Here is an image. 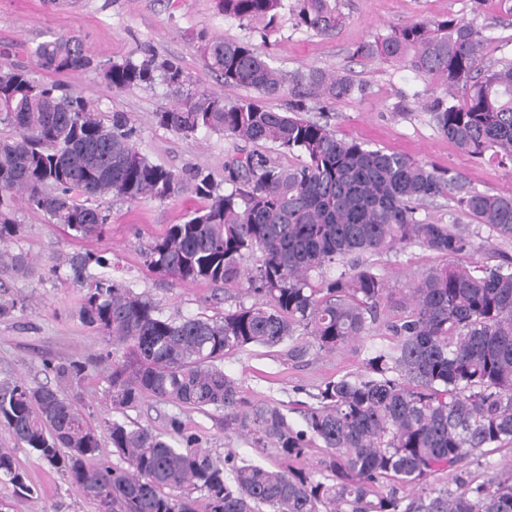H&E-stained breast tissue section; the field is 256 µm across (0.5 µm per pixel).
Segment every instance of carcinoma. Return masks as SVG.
<instances>
[{
  "mask_svg": "<svg viewBox=\"0 0 512 512\" xmlns=\"http://www.w3.org/2000/svg\"><path fill=\"white\" fill-rule=\"evenodd\" d=\"M218 12L262 38L278 33L284 11L295 31L330 35L345 22L338 0H217ZM484 28L463 17H418L359 43L352 56L396 62L440 82L426 110L437 130L461 151L512 170V60L480 68ZM199 51L227 91L248 88L233 102L186 88L175 59L130 57L95 63L81 39L60 35L27 50L47 71L100 68L114 91L167 85L175 104L156 123L186 139L205 131L273 151L300 153L285 168L263 152L224 163L221 189L213 175L189 177L151 163L136 147V128L122 112L105 121L90 101L27 66L0 71V268L28 270L23 253L6 250L23 225L20 197L69 236L102 233L109 215L94 201L112 196L133 204L164 201L189 183L204 201L142 250L147 266L177 284H236L254 298L220 319L160 315L133 285L89 273L109 259L77 253L65 260L88 283L78 310L86 326L125 346L112 353V405L124 410L145 397L205 412L224 410V429L250 437L291 462L285 469L251 460L230 462L199 448L170 420L168 433L114 420L109 435L122 464L100 462V439L83 410L57 388L0 380V426L23 448L60 472L99 512H512V469L479 484L434 486L469 460L512 445V257L473 260L469 235L455 225L417 217L439 197L489 230L512 237V195L465 188L447 169L408 154L370 149L340 138L328 124L302 116L310 104L364 91L347 72L269 65L249 38L202 40ZM288 97L276 110L270 99ZM452 262L422 273L395 295L361 256H398L408 248ZM252 256L256 266L245 268ZM347 264L336 278L324 270ZM321 286L313 287L314 278ZM402 310L387 324L388 346L370 345L363 370L324 384L316 403L296 408L304 428L270 401H247L224 373V355L247 346L291 343L301 360L310 349L358 348L384 302ZM308 337L300 341L296 333ZM66 379L82 366L45 365ZM323 449L318 468L297 465L309 448ZM390 484L386 491L384 484ZM0 484L19 496L34 487L0 448Z\"/></svg>",
  "mask_w": 512,
  "mask_h": 512,
  "instance_id": "cac0c4a2",
  "label": "carcinoma"
}]
</instances>
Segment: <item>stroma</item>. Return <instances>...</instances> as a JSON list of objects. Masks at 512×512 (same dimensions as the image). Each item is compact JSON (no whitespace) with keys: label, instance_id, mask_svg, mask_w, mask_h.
Here are the masks:
<instances>
[{"label":"stroma","instance_id":"stroma-1","mask_svg":"<svg viewBox=\"0 0 512 512\" xmlns=\"http://www.w3.org/2000/svg\"><path fill=\"white\" fill-rule=\"evenodd\" d=\"M343 26L333 35L298 32L283 25L264 47L270 64L283 71L318 67L330 72L352 71L366 88L364 94L325 104V116L340 137L364 141L370 148L407 153L414 158L450 169L462 176L467 188L511 194L512 175L493 163L461 151L440 134L422 104L412 95L429 89L431 80L398 63L359 61L353 47L371 32L418 16L452 14L474 19L484 27L488 40L483 64L512 58V0H483L473 9L472 0H340ZM248 31L238 21L219 14L216 0H0V69L25 61L26 49L57 35L78 36L97 61L156 55L179 60L189 89L221 91V81L197 50L201 37L219 35L238 39ZM44 81H59L80 92L103 114L126 113L136 126L139 151L150 161L180 174L195 168L210 170L216 181L224 179L226 160L241 155L242 142L215 134L198 133L186 139L159 127L154 115L170 108L175 98L165 85L113 91L97 70L77 73L42 72ZM198 199L190 191L164 200L129 204L106 198L100 205L110 220L102 236L71 238L62 225L49 223L45 214L17 202L16 217L24 236L12 249L27 253L31 273L0 272V304L12 312L0 318V379H19L28 385L60 386L64 395L82 408L96 426L100 456L112 460L108 424L123 420L164 432L170 418H178L186 433L196 436L201 448L216 456L232 453L268 467H280L281 457L270 448L253 447L250 440L225 430L224 413L200 412L151 398L119 412L112 408V341L86 327L77 317L87 292L63 264L71 254H103L110 264L107 276L135 284L148 293L164 316L220 317L240 299L233 285L194 283L175 285L152 273L141 253L148 242L162 236L169 225L180 223ZM419 218L437 224H456L475 233L478 258L498 254L512 256V237L477 227L474 218L461 212L452 199L438 198L420 210ZM438 253L418 247L407 249L379 265L389 288H409L429 269L445 265ZM59 274H52V265ZM58 363L76 361L84 370L79 380L58 381L45 374L43 358ZM226 374L237 378L243 394L288 407L298 401L313 404L324 383L362 368V356L353 351L311 353L291 359L287 345L250 346L225 355ZM15 448L7 429L0 428V448ZM16 460L35 488L30 496L8 497L10 512H98L93 500L84 497L59 472L37 462L26 450L15 448Z\"/></svg>","mask_w":512,"mask_h":512}]
</instances>
